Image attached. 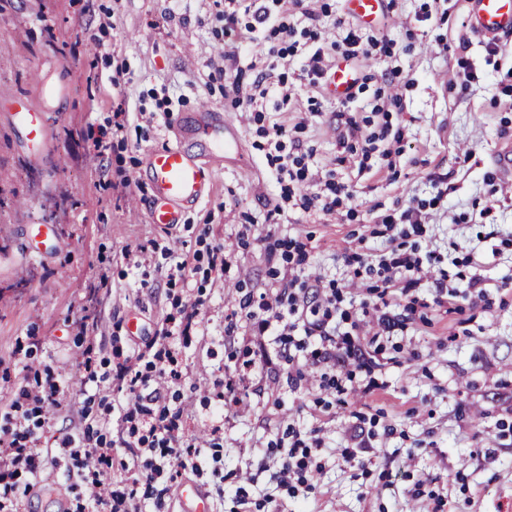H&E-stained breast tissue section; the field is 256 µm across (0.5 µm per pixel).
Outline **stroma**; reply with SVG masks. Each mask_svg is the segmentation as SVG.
Here are the masks:
<instances>
[{
    "mask_svg": "<svg viewBox=\"0 0 512 512\" xmlns=\"http://www.w3.org/2000/svg\"><path fill=\"white\" fill-rule=\"evenodd\" d=\"M321 2L316 27L326 41L352 30L390 54L361 61L366 85L348 103L310 86L307 49L286 60L263 49L241 57L238 69L274 67L293 90L287 109L258 123L208 79L224 45L213 0H0V388L48 369L73 408L100 414L98 389L78 368L76 321L98 319L108 359L145 346L177 305L195 301L200 333L182 345V376L171 389L200 448L191 478L203 486L211 484L218 382L241 401L224 420L215 512H237L239 489L257 503L275 493L268 512H512V181L492 162L512 135V44L493 53L475 40L467 0H392L368 25L348 14L346 0ZM206 15L210 23L200 25ZM390 69L402 98L390 114L404 128L401 154L395 169L376 153L362 169L334 114L349 111L364 132L375 130L372 106L390 92L381 78ZM119 70L128 82L116 87L109 78ZM42 80L63 92L45 106L51 145L33 162L4 107L17 95L39 100ZM312 96L320 112H309ZM165 102L167 116L158 111ZM203 103L223 111L240 145L213 171L210 196L165 229L148 222L150 186L133 175L146 150L170 142L171 128ZM119 107L129 122L102 169L93 136ZM275 122L312 153L320 179L332 174L345 185L350 198L334 214L294 207L272 215L279 188L257 128ZM407 206L426 222L404 225L397 243L433 253L428 273L406 297L383 299L367 270L361 287H347L348 258L367 267L389 253L381 218ZM41 224L52 225L53 239H27ZM277 239L304 243L305 275L344 285L342 330L366 306L386 305L400 320L355 337L368 358L339 370L344 392L320 388L310 348L297 351V368L281 356L265 364L255 323L239 307L247 292L290 274L291 264L270 254ZM217 243L228 261L220 287L206 278L207 248ZM170 250L196 253L186 281L168 283ZM105 265L110 285L87 301L84 286ZM474 277L484 278L485 298L469 288ZM292 427L321 444L309 487L295 497L276 486L279 461L256 462L257 449L287 441ZM41 484L32 512H60L64 466H46Z\"/></svg>",
    "mask_w": 512,
    "mask_h": 512,
    "instance_id": "1",
    "label": "stroma"
}]
</instances>
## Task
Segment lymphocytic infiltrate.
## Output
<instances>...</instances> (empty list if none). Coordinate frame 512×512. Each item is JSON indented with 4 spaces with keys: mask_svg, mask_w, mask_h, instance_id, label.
<instances>
[{
    "mask_svg": "<svg viewBox=\"0 0 512 512\" xmlns=\"http://www.w3.org/2000/svg\"><path fill=\"white\" fill-rule=\"evenodd\" d=\"M298 12L307 21L298 29L289 24V12ZM224 33L230 43L224 46L223 59L214 63L209 74L211 82L227 83L235 105H247L255 112L269 108V94H277L278 104L284 105L292 97V90L284 75L267 70L257 71L250 83L229 78L225 62L240 59L242 51L250 46L270 41V54L284 55L297 50L300 41L314 43L309 54L307 72L311 85H319L330 72L333 54L348 59L371 55L372 46L362 44L360 36L348 33L342 41L321 43L315 23L319 13L313 0H224ZM342 120L340 137L346 142L360 144L363 154L380 151L391 157L394 144L399 143L402 131L391 122H383L378 131L363 133L354 117L336 112ZM266 140V158L275 170L280 186L279 204L300 200L304 209L323 213L335 212L341 205L343 185L327 179L320 189L305 192L310 183L309 155L297 142L287 139L280 124L262 129ZM341 291L337 283L296 274L279 283L275 290L262 296L260 302L244 297L241 308L249 318L257 319L263 335L283 344L297 335L314 342L311 352L314 366L332 367L341 357L358 359L355 345H347L344 355H337L336 316ZM199 327V310L190 303L180 307L177 314L166 317L155 332L157 347H145L130 352L116 361L106 373H98L100 364L97 347L91 338L99 330L98 321L80 320L79 335L89 342L80 355L79 366L88 379L100 380L109 390L126 395V403L118 404L117 419L103 418L96 423L76 426L73 433L61 442L65 470L73 494L67 512H144L142 500H153L162 506L166 491L156 485L168 467L186 466L193 459V444L187 435L182 406L171 404L166 392L168 381L178 380L176 368L178 340L191 336ZM64 405L63 388L54 377H47L44 386L32 390L26 385L12 389L6 404L0 406V512H24V505L32 490L42 478L49 459L38 446V429L45 423L44 414ZM120 427L128 434L123 448L141 458L146 471L144 478H130L124 491L112 490L117 448L113 446L112 429ZM292 442L281 464L280 486L306 481L311 448L300 431L289 430Z\"/></svg>",
    "mask_w": 512,
    "mask_h": 512,
    "instance_id": "f902f5d3",
    "label": "lymphocytic infiltrate"
}]
</instances>
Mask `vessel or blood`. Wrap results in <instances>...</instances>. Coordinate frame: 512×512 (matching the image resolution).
Masks as SVG:
<instances>
[{
	"label": "vessel or blood",
	"instance_id": "obj_1",
	"mask_svg": "<svg viewBox=\"0 0 512 512\" xmlns=\"http://www.w3.org/2000/svg\"><path fill=\"white\" fill-rule=\"evenodd\" d=\"M384 3L347 0L349 11L367 24L382 11ZM468 26L476 38L487 43L512 40V0H468ZM355 79L347 64H337L328 77L327 91L335 98H346ZM11 119L23 138L27 157L40 159L49 141L42 109L19 98L12 105ZM236 142L237 135L223 112L203 107L180 124L171 143L148 150L136 178L152 187L150 222L167 229L180 224L184 214L209 194L213 169L222 164L225 148ZM175 498L179 512H211L210 496L198 483L180 484Z\"/></svg>",
	"mask_w": 512,
	"mask_h": 512
}]
</instances>
